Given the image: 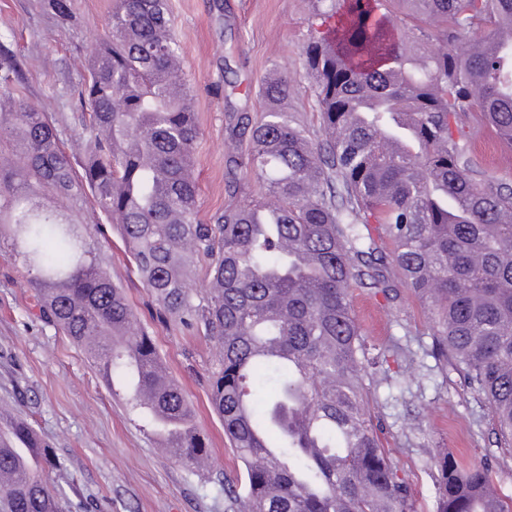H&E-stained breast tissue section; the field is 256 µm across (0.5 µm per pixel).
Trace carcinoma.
Segmentation results:
<instances>
[{"label": "carcinoma", "mask_w": 512, "mask_h": 512, "mask_svg": "<svg viewBox=\"0 0 512 512\" xmlns=\"http://www.w3.org/2000/svg\"><path fill=\"white\" fill-rule=\"evenodd\" d=\"M304 45L324 139L284 106L296 79L262 84L270 108L231 129L230 162L260 193L199 217L200 132L166 0H114L107 33L73 87L75 170L52 118L17 99V64L0 41V242L21 259L45 323L79 346L107 384L176 448L190 469L209 453L181 390L112 283L105 245L83 223L85 200L118 226L159 312L203 329L219 348L213 406L246 470L242 512H410L409 491L364 396V340L351 288L401 284L427 302L435 355L489 405L512 448V189L472 177L474 114L512 143V0H393L416 21L400 33L379 0H317ZM61 22L73 0H44ZM475 43L463 39L475 32ZM247 142L245 154L237 143ZM393 243L375 256L362 234ZM206 288L188 286L197 259ZM272 394L258 405L262 382ZM23 419L0 420V471L57 468ZM436 512H512L485 462L443 450ZM47 478L0 483V512H62Z\"/></svg>", "instance_id": "1"}]
</instances>
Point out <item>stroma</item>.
Listing matches in <instances>:
<instances>
[{"mask_svg": "<svg viewBox=\"0 0 512 512\" xmlns=\"http://www.w3.org/2000/svg\"><path fill=\"white\" fill-rule=\"evenodd\" d=\"M69 25H60L42 0H0V37L19 64L22 98L51 113L69 131L80 106L71 94L86 73L87 47L104 35L113 0H73ZM169 16L200 127L195 146L199 215L210 219L256 193L244 170L230 166L226 141L235 117L259 118L267 108L261 81L273 74L297 79L288 105L294 125L320 137V118L306 76L302 47L311 33L316 0H168ZM467 147L476 179L512 187V144L483 130ZM112 281L152 336L171 378L195 412L210 444L209 469H188L160 453L153 429L109 388L61 332L45 324L22 268L0 250V406L30 422L60 459L49 477L66 496L67 512H240L228 489H242L245 467L210 405L208 372L214 341L159 315L133 272L115 228L102 224ZM351 291V309L377 365L364 379L378 435L408 485L413 512H436L440 449L463 465L489 461L496 491L512 497V450L500 447L490 409L452 368L435 358L430 310L399 285Z\"/></svg>", "mask_w": 512, "mask_h": 512, "instance_id": "1", "label": "stroma"}]
</instances>
